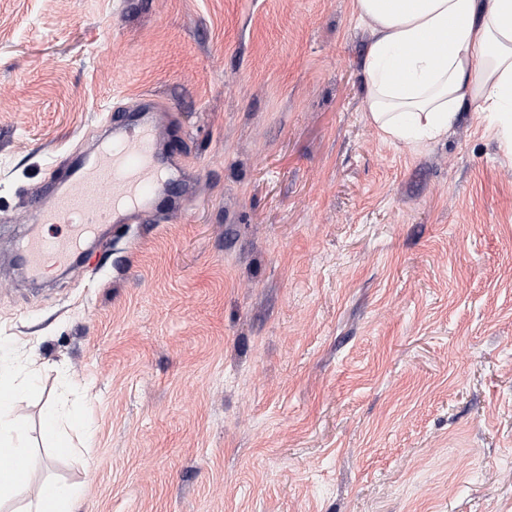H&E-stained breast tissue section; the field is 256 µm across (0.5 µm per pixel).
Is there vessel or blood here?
Here are the masks:
<instances>
[{
  "instance_id": "vessel-or-blood-1",
  "label": "vessel or blood",
  "mask_w": 512,
  "mask_h": 512,
  "mask_svg": "<svg viewBox=\"0 0 512 512\" xmlns=\"http://www.w3.org/2000/svg\"><path fill=\"white\" fill-rule=\"evenodd\" d=\"M139 104L138 122L110 126L109 139L81 165L68 169L51 201L29 216L17 251L32 277L70 263L104 225L129 223L167 198L169 174L155 149L161 109L144 98ZM50 224L66 230L45 236L42 228Z\"/></svg>"
}]
</instances>
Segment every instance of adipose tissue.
<instances>
[{
	"mask_svg": "<svg viewBox=\"0 0 512 512\" xmlns=\"http://www.w3.org/2000/svg\"><path fill=\"white\" fill-rule=\"evenodd\" d=\"M354 12L371 35L363 62L366 109L383 141L417 148L441 140L471 100L512 153V0H355ZM38 379L35 368L18 362L14 345L0 340V507L76 512V486L48 480L32 496L27 472L11 468L32 458L14 411ZM75 428L92 435L65 406L43 417L42 431L58 451H73Z\"/></svg>",
	"mask_w": 512,
	"mask_h": 512,
	"instance_id": "1",
	"label": "adipose tissue"
}]
</instances>
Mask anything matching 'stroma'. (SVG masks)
Wrapping results in <instances>:
<instances>
[{"mask_svg": "<svg viewBox=\"0 0 512 512\" xmlns=\"http://www.w3.org/2000/svg\"><path fill=\"white\" fill-rule=\"evenodd\" d=\"M369 39L354 0H0V337L41 368L31 488L81 484L77 512H512V156L469 102L437 142L379 139ZM140 95L184 209L29 283V188ZM60 400L85 458L42 438Z\"/></svg>", "mask_w": 512, "mask_h": 512, "instance_id": "35a3bbf8", "label": "stroma"}]
</instances>
